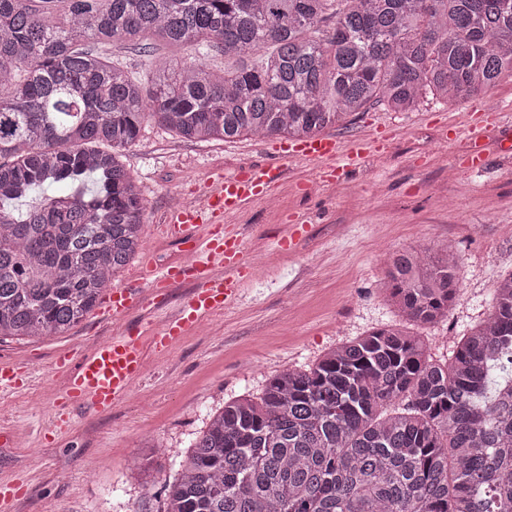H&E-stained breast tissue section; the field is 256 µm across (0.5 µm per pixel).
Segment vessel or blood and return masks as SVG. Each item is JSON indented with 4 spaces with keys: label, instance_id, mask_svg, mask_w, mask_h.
<instances>
[{
    "label": "vessel or blood",
    "instance_id": "b4317fda",
    "mask_svg": "<svg viewBox=\"0 0 512 512\" xmlns=\"http://www.w3.org/2000/svg\"><path fill=\"white\" fill-rule=\"evenodd\" d=\"M370 148L365 140L343 143L315 135L295 145L274 148L272 163L211 173L195 199L173 211L165 226L169 238L188 251V258L150 266L143 280L113 288L101 313L120 324V331L97 343L79 361H72L67 354L57 359L58 369L67 375V385L62 400L55 404L52 430H67L74 406L88 404L108 410L125 400L144 373L146 347L159 353L168 351L175 342L192 335L207 317L235 300L249 267L248 244L226 218L265 199L280 181L287 162L312 163L322 180L333 182L354 169ZM183 282L194 285L190 297L174 314L166 316L158 329L147 335L140 327L124 325L125 316L143 307L148 294ZM35 380L33 367L16 362L1 364L0 397L15 394Z\"/></svg>",
    "mask_w": 512,
    "mask_h": 512
}]
</instances>
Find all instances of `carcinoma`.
Returning <instances> with one entry per match:
<instances>
[{
  "instance_id": "obj_1",
  "label": "carcinoma",
  "mask_w": 512,
  "mask_h": 512,
  "mask_svg": "<svg viewBox=\"0 0 512 512\" xmlns=\"http://www.w3.org/2000/svg\"><path fill=\"white\" fill-rule=\"evenodd\" d=\"M146 36L149 88L92 48ZM214 52L251 60L218 71ZM505 75L512 0H0V336L65 333L133 259L143 200L122 156L146 121L201 142L307 138ZM456 270L448 245L406 249L386 287L406 320L438 322ZM166 512H512V273L444 364L385 326L224 402Z\"/></svg>"
}]
</instances>
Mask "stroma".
Returning <instances> with one entry per match:
<instances>
[{
  "label": "stroma",
  "mask_w": 512,
  "mask_h": 512,
  "mask_svg": "<svg viewBox=\"0 0 512 512\" xmlns=\"http://www.w3.org/2000/svg\"><path fill=\"white\" fill-rule=\"evenodd\" d=\"M509 101L512 77H504L468 101L424 100L407 112L372 103L329 128L343 141L376 138L387 147L334 184L290 162L270 199L229 216L254 268L235 301L171 350L149 353L130 397L111 411L75 408L65 433L49 429L64 390L56 359L110 338L112 321L94 309L57 336L0 339V364L23 361L38 374L0 399V480L28 482L17 512H165L178 466L154 453L155 442L186 450L225 400L259 397L283 368L309 367L347 339L400 323L384 286L392 252L449 244L458 254L459 293L447 320L416 329L433 359L446 362L463 330L488 315L493 284L512 272V129L487 127L477 144L466 132L470 114ZM273 143L190 141L146 123L123 156L143 198L141 246L114 284L138 280L147 264L176 261L179 247L163 230L173 207L211 171L267 162ZM476 147L491 157L488 169L466 167ZM299 217L307 228L297 249L269 252L267 241Z\"/></svg>",
  "instance_id": "1"
}]
</instances>
